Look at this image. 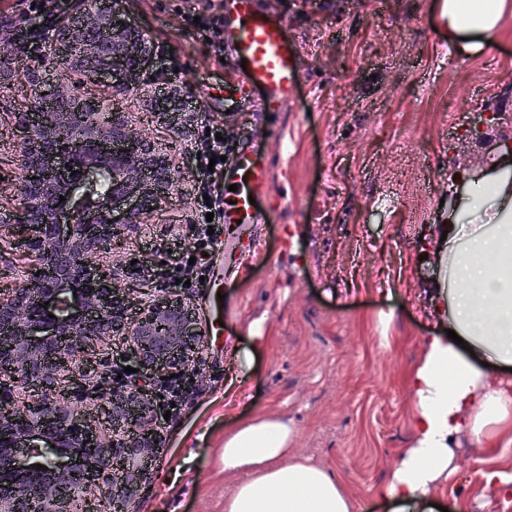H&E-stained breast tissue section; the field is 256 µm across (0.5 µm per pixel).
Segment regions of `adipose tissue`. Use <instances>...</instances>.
<instances>
[{"label": "adipose tissue", "instance_id": "ef3b65f1", "mask_svg": "<svg viewBox=\"0 0 512 512\" xmlns=\"http://www.w3.org/2000/svg\"><path fill=\"white\" fill-rule=\"evenodd\" d=\"M507 0H443L448 40L462 51L499 38ZM471 233H463L461 220ZM451 328L482 354L512 363V177L493 176L474 186L464 216H450ZM456 339L428 336L409 377L416 441L376 491L400 512H432L430 494L452 471L451 440L463 429L486 448L512 447V396L492 372L462 355ZM296 431L279 418L255 415L224 432L222 463L239 480L224 512H358L336 474L299 456Z\"/></svg>", "mask_w": 512, "mask_h": 512}]
</instances>
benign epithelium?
Listing matches in <instances>:
<instances>
[{"instance_id": "obj_1", "label": "benign epithelium", "mask_w": 512, "mask_h": 512, "mask_svg": "<svg viewBox=\"0 0 512 512\" xmlns=\"http://www.w3.org/2000/svg\"><path fill=\"white\" fill-rule=\"evenodd\" d=\"M80 4L51 26L60 72L97 78L120 65L123 96L147 84L154 45L124 24L122 0H95L91 11ZM53 93L65 108L38 97L16 115L25 135L20 245L35 264L25 282L0 291V378L10 380L0 385V512H99L95 491L104 487L111 512H129L161 447L148 421L155 392L140 376L189 371L202 331L178 294L129 316L107 255L119 225L139 223L175 187L179 144L158 148L115 105L89 120L101 106L65 76ZM128 338L138 374L118 378L108 358L76 365L96 343ZM47 454L55 461L44 471L37 464Z\"/></svg>"}]
</instances>
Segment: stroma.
Here are the masks:
<instances>
[{
  "label": "stroma",
  "instance_id": "stroma-1",
  "mask_svg": "<svg viewBox=\"0 0 512 512\" xmlns=\"http://www.w3.org/2000/svg\"><path fill=\"white\" fill-rule=\"evenodd\" d=\"M184 0H124V16L153 42L155 79L123 104L155 142L191 143L197 121L227 141L251 140L273 162V198L262 235L267 254L247 258L219 288H187L203 337L178 398L163 396L153 425L163 437L131 512H224L236 479L224 475V429L264 411L296 429L295 448L334 471L355 502L389 512L375 496L415 437L407 385L423 339L443 335L436 284L448 275V214L483 160L512 139V12L494 49L441 47L438 0H257L282 19L304 72L288 106L260 121L256 94L231 97L235 75L184 21ZM26 0H0V37L24 48L0 64V282L19 281L32 259L13 250L18 231L22 129L16 113L37 97L38 63L57 75L52 47L36 49ZM169 96L170 125L150 123L154 98ZM500 120L467 133L480 114ZM416 134L408 144V134ZM170 197L145 211L113 259L119 288L138 302L166 292L151 278L164 249L192 237L201 179L179 157ZM466 171L461 183L449 174ZM137 273H129V264ZM265 340L256 343L254 324ZM457 474L436 484L434 502L463 512H512L484 472L512 474L511 448L455 438Z\"/></svg>",
  "mask_w": 512,
  "mask_h": 512
}]
</instances>
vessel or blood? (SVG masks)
I'll list each match as a JSON object with an SVG mask.
<instances>
[{
  "label": "vessel or blood",
  "mask_w": 512,
  "mask_h": 512,
  "mask_svg": "<svg viewBox=\"0 0 512 512\" xmlns=\"http://www.w3.org/2000/svg\"><path fill=\"white\" fill-rule=\"evenodd\" d=\"M224 41L229 65L239 77L235 93L258 92L264 111L286 107L303 72L298 46L284 21L258 8L256 0H227ZM272 171V160L253 144L239 146L224 175L229 186L224 194V226L240 247L225 253V267H236L244 255L261 252L259 226L271 206Z\"/></svg>",
  "instance_id": "vessel-or-blood-1"
}]
</instances>
